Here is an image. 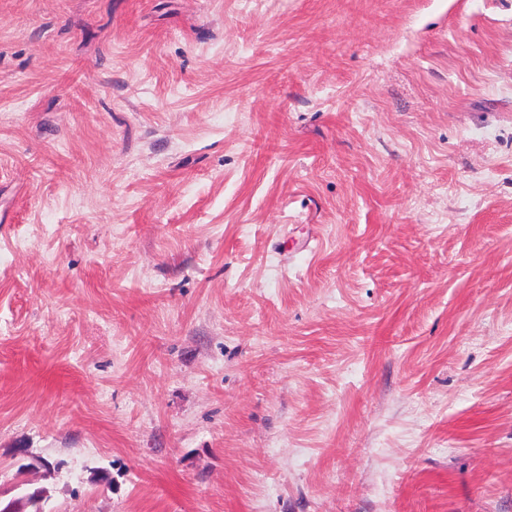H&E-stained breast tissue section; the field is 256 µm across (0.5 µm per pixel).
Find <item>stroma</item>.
Listing matches in <instances>:
<instances>
[{
    "mask_svg": "<svg viewBox=\"0 0 512 512\" xmlns=\"http://www.w3.org/2000/svg\"><path fill=\"white\" fill-rule=\"evenodd\" d=\"M512 512V0H0V498Z\"/></svg>",
    "mask_w": 512,
    "mask_h": 512,
    "instance_id": "obj_1",
    "label": "stroma"
}]
</instances>
